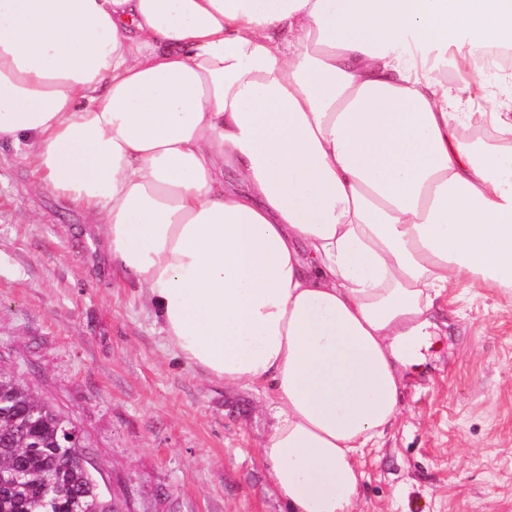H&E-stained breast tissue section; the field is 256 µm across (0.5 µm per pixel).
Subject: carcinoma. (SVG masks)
<instances>
[{"mask_svg": "<svg viewBox=\"0 0 512 512\" xmlns=\"http://www.w3.org/2000/svg\"><path fill=\"white\" fill-rule=\"evenodd\" d=\"M54 409L0 371V512H110Z\"/></svg>", "mask_w": 512, "mask_h": 512, "instance_id": "obj_1", "label": "carcinoma"}]
</instances>
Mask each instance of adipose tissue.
Wrapping results in <instances>:
<instances>
[{"mask_svg": "<svg viewBox=\"0 0 512 512\" xmlns=\"http://www.w3.org/2000/svg\"><path fill=\"white\" fill-rule=\"evenodd\" d=\"M491 49L512 0H0V142L174 357L267 395L288 512H351L443 291L512 294Z\"/></svg>", "mask_w": 512, "mask_h": 512, "instance_id": "ef3b65f1", "label": "adipose tissue"}]
</instances>
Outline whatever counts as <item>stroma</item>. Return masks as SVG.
I'll list each match as a JSON object with an SVG mask.
<instances>
[{
	"instance_id": "obj_1",
	"label": "stroma",
	"mask_w": 512,
	"mask_h": 512,
	"mask_svg": "<svg viewBox=\"0 0 512 512\" xmlns=\"http://www.w3.org/2000/svg\"><path fill=\"white\" fill-rule=\"evenodd\" d=\"M396 424L359 460L352 512H512V295L442 297ZM0 370L81 432L119 512H287L259 454L272 412L173 357L84 213L0 145Z\"/></svg>"
}]
</instances>
